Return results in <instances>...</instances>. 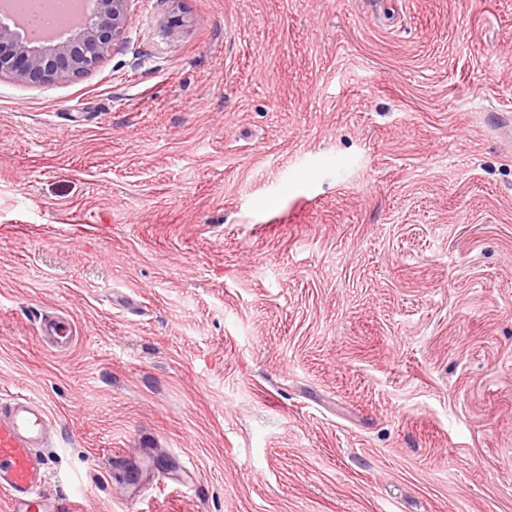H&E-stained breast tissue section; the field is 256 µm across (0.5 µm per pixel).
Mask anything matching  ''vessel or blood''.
Listing matches in <instances>:
<instances>
[{
    "mask_svg": "<svg viewBox=\"0 0 512 512\" xmlns=\"http://www.w3.org/2000/svg\"><path fill=\"white\" fill-rule=\"evenodd\" d=\"M54 419L45 404L22 396L0 403V491L8 512H79L78 497L43 491L46 471L40 450Z\"/></svg>",
    "mask_w": 512,
    "mask_h": 512,
    "instance_id": "1",
    "label": "vessel or blood"
}]
</instances>
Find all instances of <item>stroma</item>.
I'll return each instance as SVG.
<instances>
[{"instance_id":"stroma-1","label":"stroma","mask_w":512,"mask_h":512,"mask_svg":"<svg viewBox=\"0 0 512 512\" xmlns=\"http://www.w3.org/2000/svg\"><path fill=\"white\" fill-rule=\"evenodd\" d=\"M129 17L0 76V402L52 414L45 490L512 512V0Z\"/></svg>"}]
</instances>
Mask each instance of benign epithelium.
<instances>
[{"mask_svg":"<svg viewBox=\"0 0 512 512\" xmlns=\"http://www.w3.org/2000/svg\"><path fill=\"white\" fill-rule=\"evenodd\" d=\"M130 0H94L79 30L53 42L26 38L6 17L0 19V75L31 84L48 85L87 73L126 39Z\"/></svg>","mask_w":512,"mask_h":512,"instance_id":"7a95c632","label":"benign epithelium"}]
</instances>
